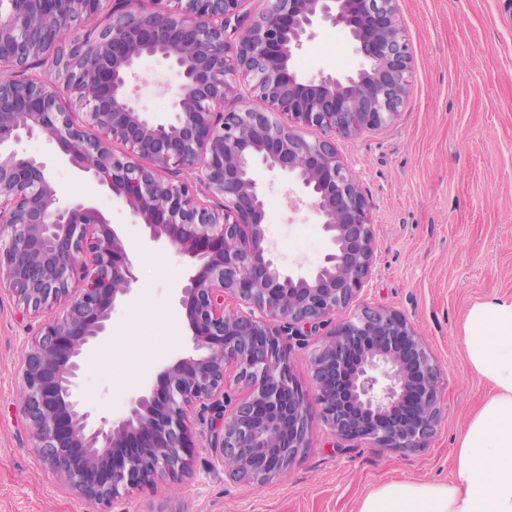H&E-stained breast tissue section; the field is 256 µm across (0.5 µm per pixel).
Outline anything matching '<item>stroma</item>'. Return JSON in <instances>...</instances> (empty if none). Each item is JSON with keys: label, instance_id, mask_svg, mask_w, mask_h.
Here are the masks:
<instances>
[{"label": "stroma", "instance_id": "35a3bbf8", "mask_svg": "<svg viewBox=\"0 0 512 512\" xmlns=\"http://www.w3.org/2000/svg\"><path fill=\"white\" fill-rule=\"evenodd\" d=\"M412 54L408 92L395 117L377 128L336 136V152L357 175L370 207L372 274L355 306L396 311L425 338L443 371L441 414L425 447L394 451L330 435L318 411L308 446L287 478L264 486L212 473L207 423L192 415L194 461L181 478L130 492L124 512H358L380 485L445 482L457 441L486 397L470 373L461 326L468 308L512 296V15L505 0H397ZM363 63L347 30L325 26L293 64L299 75L351 74ZM141 103L170 112L180 79L167 63L143 58L136 70ZM24 151L51 161L65 198L98 208L127 240L136 281L112 313L81 378L80 396L95 416H121L129 397L156 385L164 367L191 347L178 299L187 260L148 240L107 189L55 161L44 140ZM266 232L284 265L310 269L330 243L307 208H293L282 179L265 177ZM40 318L22 315L0 291V512H95L61 493L32 453L22 416L20 361Z\"/></svg>", "mask_w": 512, "mask_h": 512}]
</instances>
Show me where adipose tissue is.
<instances>
[{
	"label": "adipose tissue",
	"instance_id": "adipose-tissue-1",
	"mask_svg": "<svg viewBox=\"0 0 512 512\" xmlns=\"http://www.w3.org/2000/svg\"><path fill=\"white\" fill-rule=\"evenodd\" d=\"M461 339L489 393L458 439L454 477L382 485L358 512H512V297L475 302Z\"/></svg>",
	"mask_w": 512,
	"mask_h": 512
}]
</instances>
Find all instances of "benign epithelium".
<instances>
[{"label":"benign epithelium","mask_w":512,"mask_h":512,"mask_svg":"<svg viewBox=\"0 0 512 512\" xmlns=\"http://www.w3.org/2000/svg\"><path fill=\"white\" fill-rule=\"evenodd\" d=\"M266 2L247 24L245 0H152L148 11L112 0L109 23L81 40L67 39L73 22L106 0L0 4V288L22 314L43 318L19 368L22 412L60 489L100 512L190 469L196 409L210 415L212 468L258 486L289 469L309 433L291 340L326 327L311 369L335 437L420 448L439 417L440 371L404 315L364 307L333 324L374 257L369 206L334 138L387 123L407 92L412 57L396 0ZM326 25L347 29L365 64L303 80L293 54ZM145 56L167 61L181 79L164 116L145 111L131 85ZM38 64L48 72H31ZM240 74L271 111L224 110ZM65 94L85 122L62 107ZM307 128L320 136L306 139ZM33 137L107 187L152 239L198 262L179 299L192 348L118 419L95 418L78 387L88 350L108 335L135 282L128 244L99 210L64 199L45 162L20 151ZM115 141L126 151L115 153ZM182 170L192 180L168 177ZM264 172L287 177L294 206L321 224L330 250L317 267H284L268 240ZM61 302L63 314L48 315ZM229 366L250 386L235 405Z\"/></svg>","instance_id":"obj_1"}]
</instances>
